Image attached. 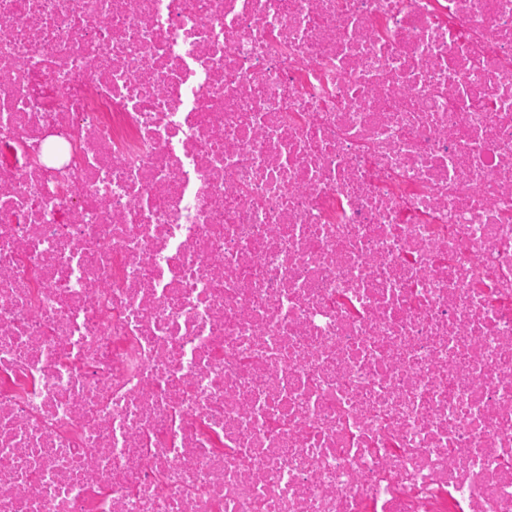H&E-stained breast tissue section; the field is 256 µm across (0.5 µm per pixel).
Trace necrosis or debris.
<instances>
[{
    "label": "necrosis or debris",
    "mask_w": 512,
    "mask_h": 512,
    "mask_svg": "<svg viewBox=\"0 0 512 512\" xmlns=\"http://www.w3.org/2000/svg\"><path fill=\"white\" fill-rule=\"evenodd\" d=\"M0 512H512V0H0Z\"/></svg>",
    "instance_id": "obj_1"
}]
</instances>
